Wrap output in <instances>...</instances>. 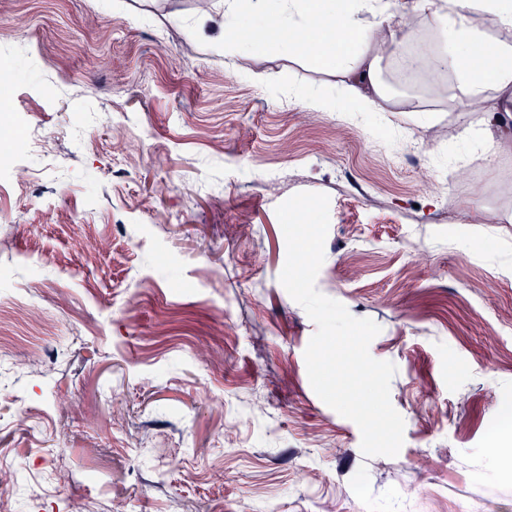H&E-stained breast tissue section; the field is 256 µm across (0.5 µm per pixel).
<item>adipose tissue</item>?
I'll list each match as a JSON object with an SVG mask.
<instances>
[{"label":"adipose tissue","mask_w":512,"mask_h":512,"mask_svg":"<svg viewBox=\"0 0 512 512\" xmlns=\"http://www.w3.org/2000/svg\"><path fill=\"white\" fill-rule=\"evenodd\" d=\"M267 13L275 9L273 24L252 29L254 46L276 39L289 54L326 60L340 80L341 96L332 100L306 96L317 110L384 112L391 101L381 76V62L395 54L412 13L427 12L437 21L445 43L435 56L413 53L406 67L431 77L451 72L453 101L461 107L495 97L496 109L512 111V0H415L412 8L392 9L386 0H224L225 50H234L239 30L231 18L244 9ZM375 24H366V16ZM493 18L496 36H489L484 18Z\"/></svg>","instance_id":"adipose-tissue-1"}]
</instances>
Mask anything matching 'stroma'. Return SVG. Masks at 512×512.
<instances>
[{"label": "stroma", "instance_id": "35a3bbf8", "mask_svg": "<svg viewBox=\"0 0 512 512\" xmlns=\"http://www.w3.org/2000/svg\"><path fill=\"white\" fill-rule=\"evenodd\" d=\"M205 11L224 0H0V66L27 60L6 98L52 146L27 188L20 142L0 167L16 512H512V449L495 448L512 141L468 146L482 113L401 59L382 64L389 111L313 110L298 92L336 97L334 72L273 42L225 54L194 28ZM255 166L286 178L256 183ZM299 192L329 197L318 291L376 322L369 352L397 368V456H364L310 385L316 325L279 281L276 208Z\"/></svg>", "mask_w": 512, "mask_h": 512}]
</instances>
